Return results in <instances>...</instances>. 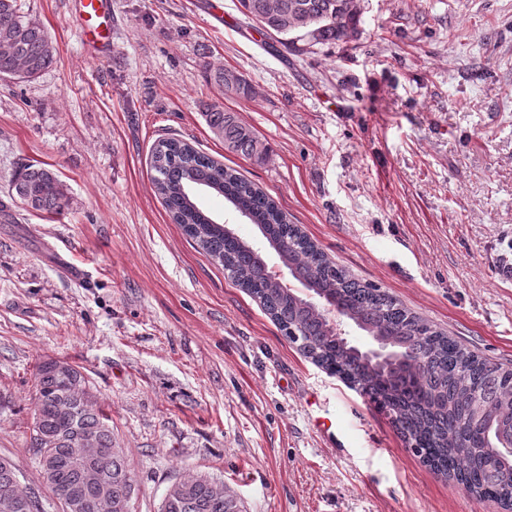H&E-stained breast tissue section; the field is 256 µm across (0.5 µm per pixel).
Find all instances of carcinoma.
<instances>
[{
    "instance_id": "1",
    "label": "carcinoma",
    "mask_w": 512,
    "mask_h": 512,
    "mask_svg": "<svg viewBox=\"0 0 512 512\" xmlns=\"http://www.w3.org/2000/svg\"><path fill=\"white\" fill-rule=\"evenodd\" d=\"M238 10L267 36L290 51L347 41L358 34L360 0H238ZM56 48L44 25L21 10L18 0H0V78L29 82L54 62ZM212 79L224 92L252 94L250 82L231 69L217 68ZM214 136L232 153L264 161L269 148L237 114L215 103L203 104ZM153 185L171 220L180 225L227 277L257 298L288 341L326 370L353 382V389L383 411L423 462L444 477L457 479L470 493L501 504L512 499V455L487 465L489 425L512 420V367L488 369L487 361L436 326L405 309L371 284L360 285L288 221V215L255 185L189 143L161 138L151 152ZM224 197L253 224L288 273L307 282L312 293L336 304L348 321L403 355L397 367L375 364L354 349L332 326L325 310L288 294L265 273L259 246L213 217L195 189ZM11 194L29 210L58 214L67 201L66 185L42 166L28 165L14 176ZM48 358L34 372V448L42 478L54 496H72L73 512H96L103 493L125 501L135 478L119 448L109 417L97 403L72 398L84 374ZM88 435L101 449L103 479L93 481L83 465L70 463L75 440ZM18 470L0 468V497L21 501L17 512H42L39 496L16 483ZM160 512H244L233 492L212 478L195 474L174 482Z\"/></svg>"
}]
</instances>
